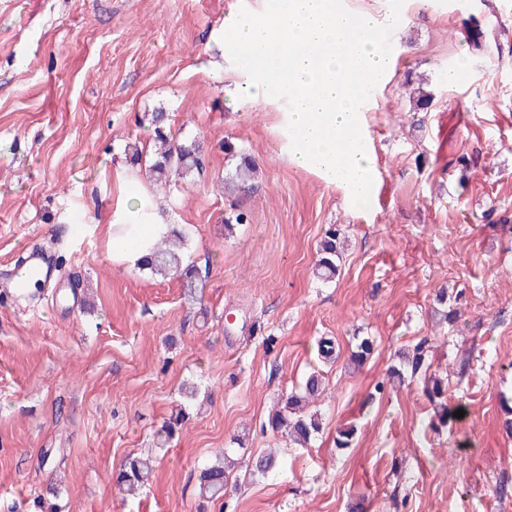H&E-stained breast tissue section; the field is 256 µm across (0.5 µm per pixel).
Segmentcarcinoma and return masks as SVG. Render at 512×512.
<instances>
[{"mask_svg": "<svg viewBox=\"0 0 512 512\" xmlns=\"http://www.w3.org/2000/svg\"><path fill=\"white\" fill-rule=\"evenodd\" d=\"M154 142L156 149L145 165L149 176L158 184L167 183L177 178L184 179L193 172L203 169L204 162L199 145L194 141L180 142L167 132L163 122L164 112L151 114ZM340 233L336 229L326 231L320 242V257L316 264L317 277L325 282L336 279L339 273L341 252L339 250ZM146 269L180 277L187 295L194 294L198 281L197 269L185 262L183 255L176 249L161 241L155 245L152 253L146 258ZM374 350L373 341L365 337L352 351L351 361L360 367ZM399 364L392 366L387 375L393 386H401L405 381L421 374H428L431 364L428 363L424 343L420 342L409 352L398 353ZM322 390V377L311 373L301 390L292 392L282 398L278 409L268 416L267 426L276 433H281L293 443L302 447L311 445L321 432V415L316 412L304 411L307 400L319 394ZM445 384L437 375L428 374L424 378L423 392L431 402H437L436 420L430 421V427L435 429L448 424V406L439 402L445 394ZM153 471L152 461L140 456H132L122 464L116 482L127 487L131 492L141 489L149 480ZM229 473L220 460L202 469L198 476L199 493L203 500L213 501L224 496L227 489Z\"/></svg>", "mask_w": 512, "mask_h": 512, "instance_id": "obj_1", "label": "carcinoma"}]
</instances>
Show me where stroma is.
Masks as SVG:
<instances>
[{"label": "stroma", "instance_id": "obj_1", "mask_svg": "<svg viewBox=\"0 0 512 512\" xmlns=\"http://www.w3.org/2000/svg\"><path fill=\"white\" fill-rule=\"evenodd\" d=\"M242 3L0 0V285L30 250L59 269L30 302L0 292V512H40V497L56 512H512L495 493L512 477V0H403L397 65L361 107L379 179L365 209L289 162L284 100L235 89L245 73L219 32ZM472 17L491 24V50L470 43ZM158 110L205 160L163 188L124 168ZM241 153L258 174L225 192ZM140 191L183 233L195 297L113 260L110 211ZM234 210L248 223L225 225ZM333 224L347 242L327 283L314 268ZM324 336L335 359L317 351ZM362 336L375 350L357 368ZM421 341L454 413L437 430L421 379L385 384ZM315 370L323 429L301 448L264 424ZM346 426L353 443L337 447ZM223 452L228 489L201 503L198 472ZM264 453L277 467L263 479ZM131 454L154 461L134 496L112 482Z\"/></svg>", "mask_w": 512, "mask_h": 512}]
</instances>
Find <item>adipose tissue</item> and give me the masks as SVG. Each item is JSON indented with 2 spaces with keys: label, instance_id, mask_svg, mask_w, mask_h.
Segmentation results:
<instances>
[{
  "label": "adipose tissue",
  "instance_id": "adipose-tissue-1",
  "mask_svg": "<svg viewBox=\"0 0 512 512\" xmlns=\"http://www.w3.org/2000/svg\"><path fill=\"white\" fill-rule=\"evenodd\" d=\"M112 257L127 267H137L151 253L155 243L168 234L156 206L141 208L137 201L118 200L111 217Z\"/></svg>",
  "mask_w": 512,
  "mask_h": 512
}]
</instances>
